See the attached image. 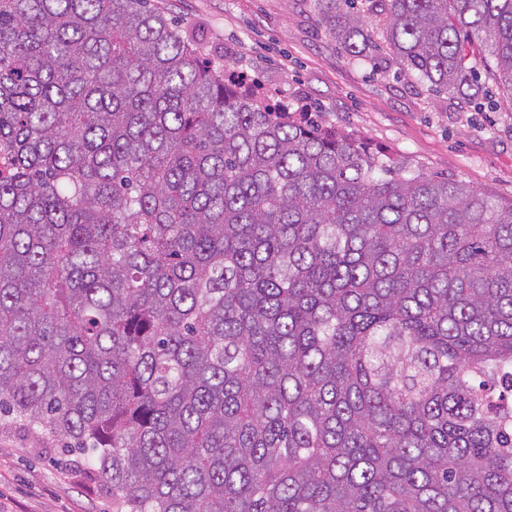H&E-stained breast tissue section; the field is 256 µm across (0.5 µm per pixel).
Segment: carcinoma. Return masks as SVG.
Returning a JSON list of instances; mask_svg holds the SVG:
<instances>
[{
  "label": "carcinoma",
  "mask_w": 512,
  "mask_h": 512,
  "mask_svg": "<svg viewBox=\"0 0 512 512\" xmlns=\"http://www.w3.org/2000/svg\"><path fill=\"white\" fill-rule=\"evenodd\" d=\"M512 112V0H311ZM0 411L112 512H512V201L206 65L147 0H0Z\"/></svg>",
  "instance_id": "cac0c4a2"
}]
</instances>
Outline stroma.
Instances as JSON below:
<instances>
[{"label": "stroma", "mask_w": 512, "mask_h": 512, "mask_svg": "<svg viewBox=\"0 0 512 512\" xmlns=\"http://www.w3.org/2000/svg\"><path fill=\"white\" fill-rule=\"evenodd\" d=\"M224 64L276 101L321 112L376 152L424 174L512 199V112H476L401 72L352 58L308 0H149ZM84 453L0 418V512H112Z\"/></svg>", "instance_id": "stroma-1"}]
</instances>
